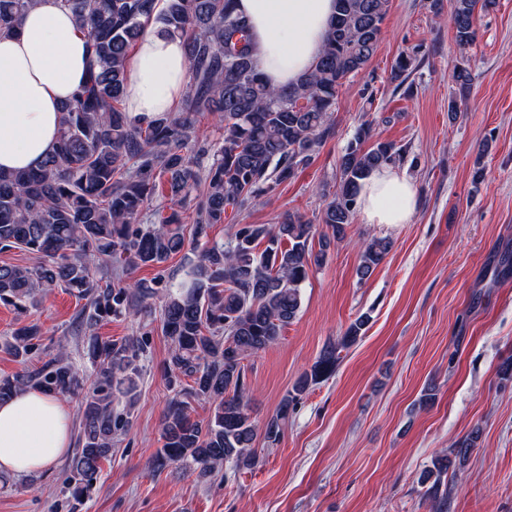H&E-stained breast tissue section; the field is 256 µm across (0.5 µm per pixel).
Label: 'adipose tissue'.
Instances as JSON below:
<instances>
[{"label":"adipose tissue","instance_id":"obj_1","mask_svg":"<svg viewBox=\"0 0 512 512\" xmlns=\"http://www.w3.org/2000/svg\"><path fill=\"white\" fill-rule=\"evenodd\" d=\"M252 24L257 67L276 88L312 69L335 0H236ZM87 39L58 0H35L16 30L0 35V170L38 166L53 153L62 112L83 85ZM189 80L186 43L148 27L126 68L129 117L149 120L174 111ZM413 184L394 167L362 182L358 211L367 224H407L416 209ZM71 446V411L64 399L25 390L0 402V473L30 475L49 468Z\"/></svg>","mask_w":512,"mask_h":512}]
</instances>
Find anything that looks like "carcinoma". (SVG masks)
I'll return each mask as SVG.
<instances>
[{
  "mask_svg": "<svg viewBox=\"0 0 512 512\" xmlns=\"http://www.w3.org/2000/svg\"><path fill=\"white\" fill-rule=\"evenodd\" d=\"M33 0H0V34L15 30ZM86 35L89 78L65 105L58 145L36 168L0 171V252L26 251L32 266L0 265V303L19 311L39 306L64 288L87 300L80 325L90 330L105 318L150 315L161 300L162 330L170 347L167 383L172 396L163 412L157 449L149 463L160 473L175 464L188 478L207 482L252 472L262 459L257 437L280 442L283 426L303 396L330 377L341 351L361 337L362 314L343 336L324 346L262 423L249 407L244 361L271 346L301 309L302 284L326 262L330 245L353 223L362 181L370 171L394 165L403 150L372 138L371 125L355 131L337 167L334 189L322 186L325 206L318 222L288 214L277 224H234L225 240H210L227 207L247 208L296 177L317 157L333 133L332 115L345 81L362 71L376 52L390 0H336V13L314 68L295 84L276 89L257 69L251 25L234 0H60ZM454 37L461 47L476 39V19L495 0H452ZM187 45L189 82L182 112L148 122L129 118L124 86L131 47L149 23ZM415 58L400 54L392 80H406ZM452 81L460 95L470 89V66L457 64ZM219 120V141L198 142L197 126ZM211 157L209 164L204 158ZM165 189L168 212L143 222V211ZM195 203L191 228L184 208ZM318 246H313V241ZM204 243L197 262L178 279L151 280L130 274L162 268L190 245ZM391 249L386 238L360 243L359 279L369 277ZM43 327L12 331L7 351L25 362L41 349ZM144 338H87L93 367L80 375L60 352L40 366L0 379V401L25 389L80 399L78 448L67 480L81 502L96 484L101 462L131 427ZM195 402L213 406L202 421L191 418ZM475 429L457 443L463 462L477 447ZM443 456L425 470L422 483L435 507L444 506Z\"/></svg>",
  "mask_w": 512,
  "mask_h": 512,
  "instance_id": "cac0c4a2",
  "label": "carcinoma"
}]
</instances>
